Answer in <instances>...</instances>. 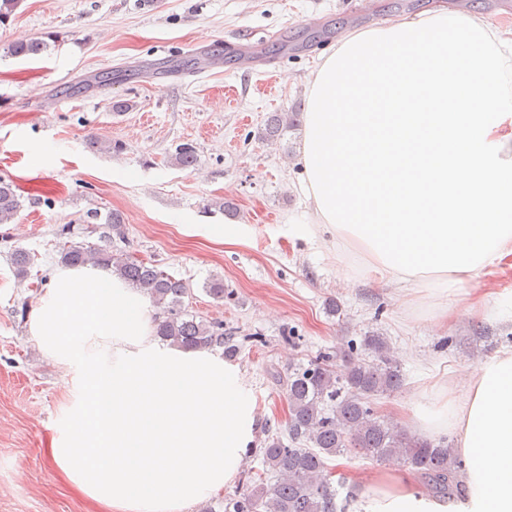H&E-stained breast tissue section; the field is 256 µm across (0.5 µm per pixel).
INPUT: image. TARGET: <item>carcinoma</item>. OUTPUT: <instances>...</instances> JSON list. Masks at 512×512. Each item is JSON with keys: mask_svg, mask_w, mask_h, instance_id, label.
I'll list each match as a JSON object with an SVG mask.
<instances>
[{"mask_svg": "<svg viewBox=\"0 0 512 512\" xmlns=\"http://www.w3.org/2000/svg\"><path fill=\"white\" fill-rule=\"evenodd\" d=\"M46 48V41L32 39L12 44L9 51L23 57ZM297 125L298 113L271 112L259 138L277 141ZM173 163L182 169L196 168L195 147L181 145ZM20 207L14 184L0 178V224L13 221ZM99 229L102 244L65 246L61 262L101 268L148 297L160 340L184 350L221 349L226 358L237 356L240 347L224 335L223 323L189 310L185 302L192 296L189 282L117 248V243L126 241L121 213L109 212L104 224L93 227ZM404 384L387 338L374 333L364 336L359 346L344 341L292 368L286 379L288 441L278 431L267 437L259 449L261 468L250 477V485L224 499V512H346L331 486L327 461L348 454L408 466L424 479V493L453 494L464 460L448 438L410 437L373 407L374 397L397 393Z\"/></svg>", "mask_w": 512, "mask_h": 512, "instance_id": "carcinoma-1", "label": "carcinoma"}]
</instances>
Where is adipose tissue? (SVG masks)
<instances>
[{
  "label": "adipose tissue",
  "mask_w": 512,
  "mask_h": 512,
  "mask_svg": "<svg viewBox=\"0 0 512 512\" xmlns=\"http://www.w3.org/2000/svg\"><path fill=\"white\" fill-rule=\"evenodd\" d=\"M306 105L301 223L333 234L345 279L397 288L446 325L464 283L512 263V27L450 5L351 30ZM30 332L74 398L50 458L105 512H188L236 480L258 429L250 387L223 358L159 343L117 277L56 268ZM410 419L456 434L460 496L379 471L354 512H512L511 349L431 387Z\"/></svg>",
  "instance_id": "ef3b65f1"
}]
</instances>
